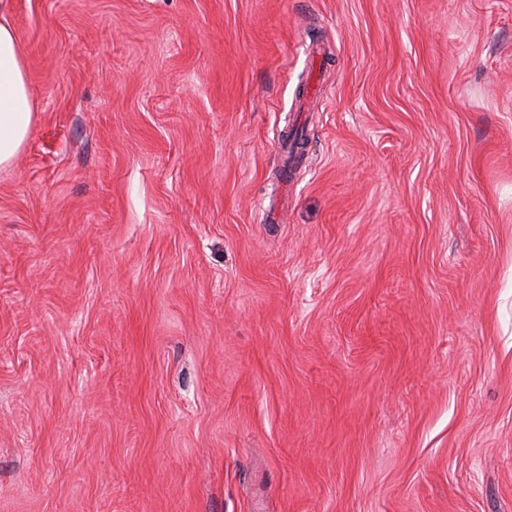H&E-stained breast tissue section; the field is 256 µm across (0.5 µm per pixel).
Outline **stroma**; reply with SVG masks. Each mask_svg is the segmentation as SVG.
Masks as SVG:
<instances>
[{
    "label": "stroma",
    "mask_w": 512,
    "mask_h": 512,
    "mask_svg": "<svg viewBox=\"0 0 512 512\" xmlns=\"http://www.w3.org/2000/svg\"><path fill=\"white\" fill-rule=\"evenodd\" d=\"M12 22L0 512H512V0ZM13 9L14 0L0 1V169L14 162L32 126L27 74L11 21Z\"/></svg>",
    "instance_id": "obj_1"
}]
</instances>
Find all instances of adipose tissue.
Segmentation results:
<instances>
[{"label": "adipose tissue", "instance_id": "adipose-tissue-1", "mask_svg": "<svg viewBox=\"0 0 512 512\" xmlns=\"http://www.w3.org/2000/svg\"><path fill=\"white\" fill-rule=\"evenodd\" d=\"M14 0H0V169L8 168L32 126L27 74L11 15Z\"/></svg>", "mask_w": 512, "mask_h": 512}]
</instances>
